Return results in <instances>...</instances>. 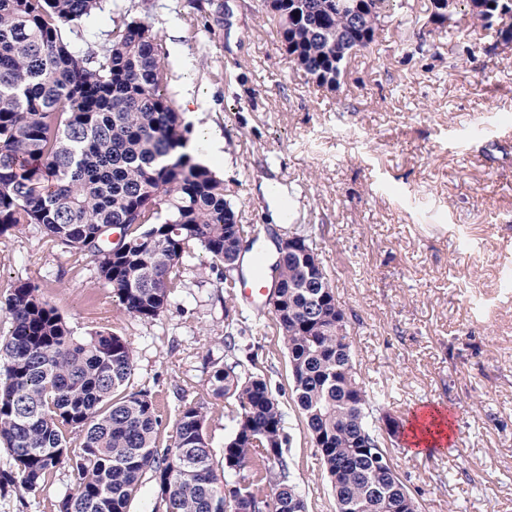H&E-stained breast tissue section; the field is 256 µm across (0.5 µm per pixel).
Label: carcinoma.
<instances>
[{"label":"carcinoma","instance_id":"1","mask_svg":"<svg viewBox=\"0 0 512 512\" xmlns=\"http://www.w3.org/2000/svg\"><path fill=\"white\" fill-rule=\"evenodd\" d=\"M483 28L512 36V0H479ZM406 0H259L279 50L319 87L336 89L346 63L376 42ZM102 0H0V238L36 226L54 246L89 257L98 282L134 319L170 302L190 249L213 267L236 263L270 229L242 224L224 179L184 149L191 130L163 81L166 51L132 17L99 49L71 36ZM117 240H112V236ZM306 257L278 250L274 313L288 350L292 396L331 479L336 512H401L416 505L372 418L374 396L355 366L344 310L318 257L315 227L289 234ZM0 338V443L12 465L0 485L38 495L64 465L75 487L56 512H128L144 477L164 512H216L218 476L201 401L183 400L171 444L151 393L128 390L132 343L115 331L77 336L28 282L8 286ZM239 321L224 326L230 361L209 383L232 394L224 488L238 512H292L284 413L266 379L233 358ZM80 451H70L72 439Z\"/></svg>","mask_w":512,"mask_h":512}]
</instances>
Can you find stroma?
I'll return each instance as SVG.
<instances>
[{"mask_svg": "<svg viewBox=\"0 0 512 512\" xmlns=\"http://www.w3.org/2000/svg\"><path fill=\"white\" fill-rule=\"evenodd\" d=\"M255 6L224 0V25L211 33L189 0H104L74 44H103L128 12L152 25L171 95L188 87L208 103L183 117L193 135L223 138L220 171L243 223H266L265 182L287 189L296 221L315 226L378 413L405 424L436 408L459 436L460 447L422 454L386 439L419 512H512V48L464 10L438 34L431 0H408L327 91L295 70ZM19 280L39 285L76 333L106 326L131 341L129 387L151 390L160 445L181 399L203 401L217 457L234 424L208 378L224 364L227 317L243 314L237 356L281 403L289 477L307 512H336L270 306L229 297L202 250L186 258L167 309L146 321L120 312L91 259L32 226L0 238V299ZM73 486L64 467L37 496L2 487L0 512H50Z\"/></svg>", "mask_w": 512, "mask_h": 512, "instance_id": "1", "label": "stroma"}]
</instances>
